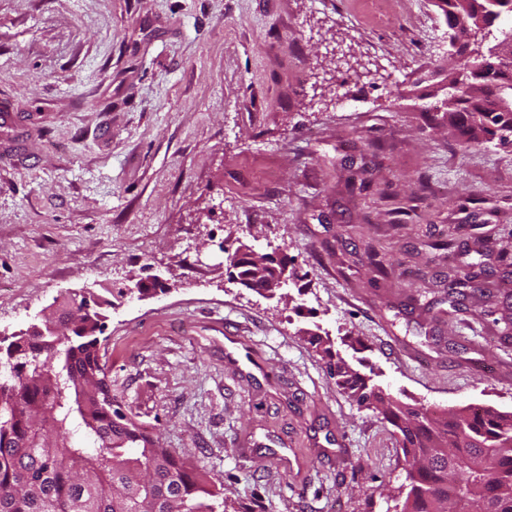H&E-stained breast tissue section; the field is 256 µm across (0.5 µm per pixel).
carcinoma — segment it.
<instances>
[{
	"mask_svg": "<svg viewBox=\"0 0 512 512\" xmlns=\"http://www.w3.org/2000/svg\"><path fill=\"white\" fill-rule=\"evenodd\" d=\"M493 20L512 16V0H484ZM448 42L470 45L476 26L460 6H448ZM461 67L456 100L436 113L455 146L467 152L497 140L512 143V74L490 54ZM243 284L261 290L285 266L236 251ZM308 342L331 361L341 393L381 416L399 435L405 463L416 469L401 512H512V412L469 408L433 412L406 404L334 354L329 338ZM98 336H38L11 344L29 377L8 375L0 386V512H238L224 485L97 395L91 379L106 374Z\"/></svg>",
	"mask_w": 512,
	"mask_h": 512,
	"instance_id": "obj_1",
	"label": "carcinoma"
}]
</instances>
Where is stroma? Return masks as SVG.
<instances>
[{"label":"stroma","mask_w":512,"mask_h":512,"mask_svg":"<svg viewBox=\"0 0 512 512\" xmlns=\"http://www.w3.org/2000/svg\"><path fill=\"white\" fill-rule=\"evenodd\" d=\"M447 81L436 0H0V336L99 296L115 406L244 512H399L394 427L304 331L512 411V148L452 149ZM244 247L288 284L241 285Z\"/></svg>","instance_id":"stroma-1"}]
</instances>
